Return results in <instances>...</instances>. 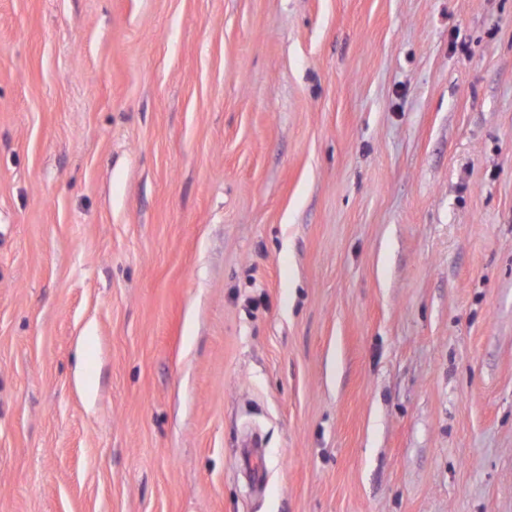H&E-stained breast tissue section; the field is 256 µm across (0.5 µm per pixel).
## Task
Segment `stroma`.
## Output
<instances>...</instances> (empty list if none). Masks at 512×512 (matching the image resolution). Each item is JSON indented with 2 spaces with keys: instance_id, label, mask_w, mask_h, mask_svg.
<instances>
[{
  "instance_id": "1",
  "label": "stroma",
  "mask_w": 512,
  "mask_h": 512,
  "mask_svg": "<svg viewBox=\"0 0 512 512\" xmlns=\"http://www.w3.org/2000/svg\"><path fill=\"white\" fill-rule=\"evenodd\" d=\"M0 512H512V0H0Z\"/></svg>"
}]
</instances>
